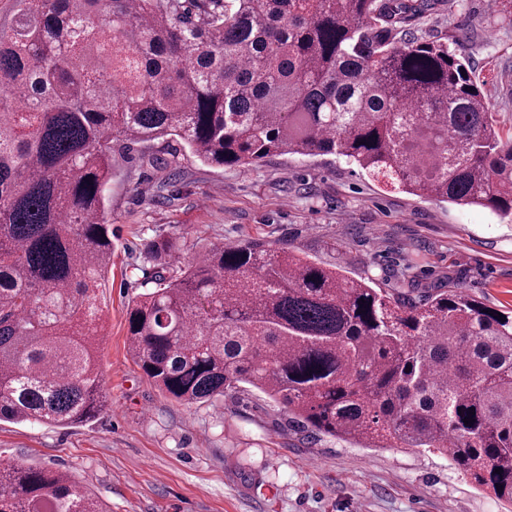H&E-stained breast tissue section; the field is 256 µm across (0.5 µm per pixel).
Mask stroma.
I'll use <instances>...</instances> for the list:
<instances>
[{"instance_id": "1", "label": "stroma", "mask_w": 512, "mask_h": 512, "mask_svg": "<svg viewBox=\"0 0 512 512\" xmlns=\"http://www.w3.org/2000/svg\"><path fill=\"white\" fill-rule=\"evenodd\" d=\"M425 27L457 36L500 133L512 135V20L490 0H457ZM107 195L112 267L99 290L98 355L110 407L70 428L1 421V462L62 470L112 512H505L448 458L310 434L259 392L214 407L169 398L129 353L127 306L145 289L148 243L169 232L186 243L179 266L213 245L260 241L352 277L405 268L422 288L452 280L507 312L512 221L410 195L334 156L217 168L186 154L168 172L131 150Z\"/></svg>"}]
</instances>
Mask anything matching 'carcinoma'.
<instances>
[{
  "label": "carcinoma",
  "mask_w": 512,
  "mask_h": 512,
  "mask_svg": "<svg viewBox=\"0 0 512 512\" xmlns=\"http://www.w3.org/2000/svg\"><path fill=\"white\" fill-rule=\"evenodd\" d=\"M0 16V420L109 405L98 291L118 146L211 167L343 157L512 219V136L469 61L417 27L453 0H9ZM160 235L128 349L165 395L253 388L314 434L447 457L512 504V315L457 284L381 288L287 248ZM470 423H463V419ZM500 473H495V469ZM0 512H112L67 473L0 468Z\"/></svg>",
  "instance_id": "1"
}]
</instances>
